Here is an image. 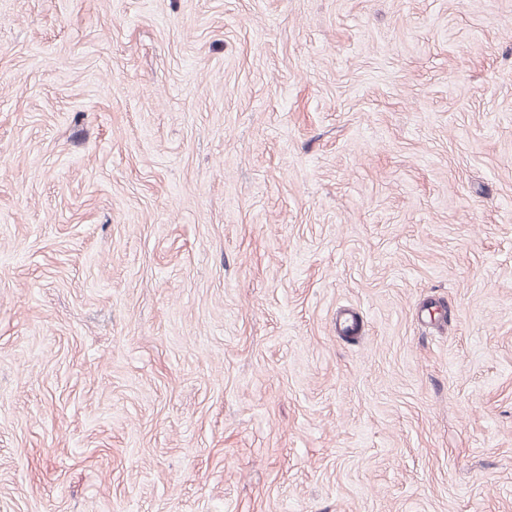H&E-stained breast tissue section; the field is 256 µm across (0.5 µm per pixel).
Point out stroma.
Returning a JSON list of instances; mask_svg holds the SVG:
<instances>
[{"instance_id":"35a3bbf8","label":"stroma","mask_w":512,"mask_h":512,"mask_svg":"<svg viewBox=\"0 0 512 512\" xmlns=\"http://www.w3.org/2000/svg\"><path fill=\"white\" fill-rule=\"evenodd\" d=\"M0 512H512V0H0Z\"/></svg>"}]
</instances>
